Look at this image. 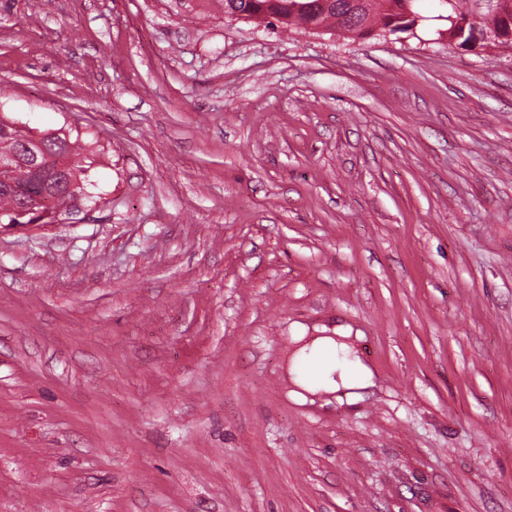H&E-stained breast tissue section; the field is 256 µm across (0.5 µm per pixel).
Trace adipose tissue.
Instances as JSON below:
<instances>
[{
	"label": "adipose tissue",
	"mask_w": 512,
	"mask_h": 512,
	"mask_svg": "<svg viewBox=\"0 0 512 512\" xmlns=\"http://www.w3.org/2000/svg\"><path fill=\"white\" fill-rule=\"evenodd\" d=\"M350 332L337 328L335 336H323L313 340L308 353L302 354V361L316 364L319 368L316 381H309L303 375H296L295 382L303 390L321 386L330 391L351 394L352 391L373 386L374 373L363 362L356 349L346 343Z\"/></svg>",
	"instance_id": "1"
}]
</instances>
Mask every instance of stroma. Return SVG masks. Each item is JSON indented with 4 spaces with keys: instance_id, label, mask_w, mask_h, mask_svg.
Wrapping results in <instances>:
<instances>
[{
    "instance_id": "1",
    "label": "stroma",
    "mask_w": 512,
    "mask_h": 512,
    "mask_svg": "<svg viewBox=\"0 0 512 512\" xmlns=\"http://www.w3.org/2000/svg\"><path fill=\"white\" fill-rule=\"evenodd\" d=\"M0 0V116L92 199L0 228V512H512V49ZM352 328L375 385L297 399Z\"/></svg>"
}]
</instances>
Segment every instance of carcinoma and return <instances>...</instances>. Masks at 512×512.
Here are the masks:
<instances>
[{
    "label": "carcinoma",
    "mask_w": 512,
    "mask_h": 512,
    "mask_svg": "<svg viewBox=\"0 0 512 512\" xmlns=\"http://www.w3.org/2000/svg\"><path fill=\"white\" fill-rule=\"evenodd\" d=\"M418 0H224V14L230 19L255 20L268 27L287 29H334L354 39L374 34L385 37L407 33L423 20L416 9ZM448 23V39L464 45L476 39L488 7L501 0H440ZM47 144L37 149L40 171L33 172L26 162H11L24 156L21 133L14 124L0 118V160L13 164L0 171V177L17 185L22 193L0 189V223L7 224L12 212L24 207V195L48 191L62 206L71 198L68 186L82 190L83 147L57 132L45 134Z\"/></svg>",
    "instance_id": "carcinoma-1"
}]
</instances>
